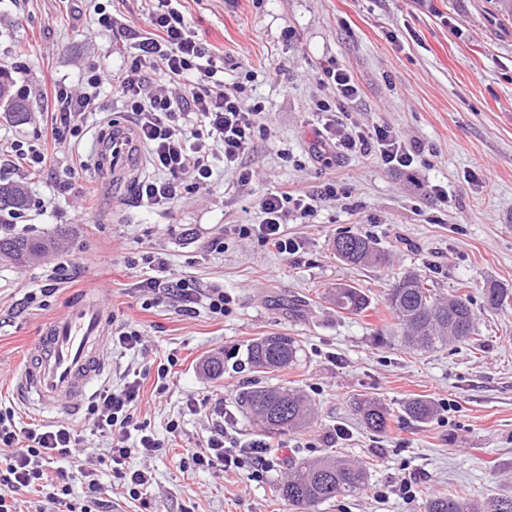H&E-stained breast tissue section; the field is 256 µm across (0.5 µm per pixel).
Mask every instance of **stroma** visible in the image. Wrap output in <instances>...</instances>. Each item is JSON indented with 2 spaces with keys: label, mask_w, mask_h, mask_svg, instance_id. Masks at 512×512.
Masks as SVG:
<instances>
[{
  "label": "stroma",
  "mask_w": 512,
  "mask_h": 512,
  "mask_svg": "<svg viewBox=\"0 0 512 512\" xmlns=\"http://www.w3.org/2000/svg\"><path fill=\"white\" fill-rule=\"evenodd\" d=\"M176 7L200 42L223 55L224 79L243 86L244 105L264 104L267 133L246 158L250 183L220 171L208 190L163 211L136 206L132 188L113 192L95 171L96 136L110 120H126L111 84L101 86L100 109L83 116L71 148L54 151L45 138L52 85L80 86L92 63L120 73L135 53L132 41L100 27L91 0H0V69L29 105L21 123L0 111V183L20 182L29 193L15 234L56 242L35 263L0 261V404L21 423L51 424L17 397L16 380L43 325L64 315L68 295L91 290L114 327L143 334L134 349L113 346L103 385L144 375L132 415L165 446L149 460L131 456L128 466L152 473L149 512H292L273 493L287 460L331 452L366 465L369 485L319 512H423L432 493L453 487L480 498L512 495V307L483 308L487 284L512 286V0H177ZM330 59L362 90L344 124L394 128L421 151L415 177L321 144L312 106L329 94L318 71ZM14 141L48 152L46 165L33 170L9 156ZM69 168L77 184L95 190L87 211L57 192ZM330 184L336 197L325 193ZM429 184L443 186L447 199L429 195ZM282 186L317 199L315 217L288 220L300 245L288 256L236 230L258 197ZM342 231L374 239L388 266L336 260L331 245ZM149 255L166 260L168 279L222 286L230 313L190 318L165 298L146 304L139 283L151 273ZM411 270L443 295L469 294L472 342L425 354L375 343L391 322L384 296L392 275ZM340 283L368 290L366 315L325 302ZM46 285L53 295L27 303ZM273 332L299 340V364L258 376L240 369L247 345ZM217 351L224 374L212 379L200 363ZM162 365L169 373L161 379ZM254 380L301 390L314 423L274 440V466L259 480L244 468L180 465L186 451L204 450L217 425L255 438L237 402ZM362 394L393 408L426 398L437 414L426 424L397 415L376 435L354 411Z\"/></svg>",
  "instance_id": "stroma-1"
}]
</instances>
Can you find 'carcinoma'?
<instances>
[{
	"instance_id": "obj_1",
	"label": "carcinoma",
	"mask_w": 512,
	"mask_h": 512,
	"mask_svg": "<svg viewBox=\"0 0 512 512\" xmlns=\"http://www.w3.org/2000/svg\"><path fill=\"white\" fill-rule=\"evenodd\" d=\"M0 105L16 123L26 120V100L12 92V80L0 71ZM28 194L19 184L0 185V210H22ZM54 247L50 239L5 236L0 238V259L16 264L31 263ZM332 250L336 258L352 266L380 265L386 254L369 236L343 232L336 236ZM333 305L355 316L371 308V298L363 288L341 284L329 292ZM392 322L391 335L378 336L387 345L399 339L409 347L430 351L450 343H464L476 334V313L468 295L446 297L430 287L429 280L416 271L397 277L386 294ZM512 302V289L492 284L485 289L484 305L499 310ZM301 345L293 336L269 334L251 341L246 348L245 364L260 373L278 372L297 364ZM238 402L250 415L265 416L258 428L269 435H286L308 426L314 419L311 401L288 387L253 385L238 396ZM355 410L367 429L375 434L387 432L393 417L380 399L358 398ZM405 415L426 423L436 415L435 405L415 398L402 405ZM369 483L366 467L349 458L325 455L315 459L288 461L287 477L276 484L277 496L290 506L313 512L318 506L338 497L363 491ZM424 512H512V496L497 495L485 501L470 498L464 489L440 492L429 497Z\"/></svg>"
}]
</instances>
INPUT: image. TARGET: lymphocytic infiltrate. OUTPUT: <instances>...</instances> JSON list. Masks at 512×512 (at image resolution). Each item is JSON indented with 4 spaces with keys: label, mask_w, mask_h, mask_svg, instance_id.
<instances>
[{
    "label": "lymphocytic infiltrate",
    "mask_w": 512,
    "mask_h": 512,
    "mask_svg": "<svg viewBox=\"0 0 512 512\" xmlns=\"http://www.w3.org/2000/svg\"><path fill=\"white\" fill-rule=\"evenodd\" d=\"M151 2L149 28L131 31L137 53L119 75L93 64L79 89L54 87L50 138L54 147H69L81 132V117L98 109V88L111 82L155 171L136 184V203L168 210L208 189L218 167L233 169L241 182H251L254 172L245 159L265 126L260 121L261 104L244 107L241 88L218 80L223 59L199 42L184 14L173 7V0ZM154 69L160 73V82L149 79ZM190 76L195 83L188 89L183 82ZM319 80L332 90L331 96L314 103L315 111L327 116L319 132L322 139L338 141L343 149L375 159L389 170L415 173L420 152L407 147L393 129L344 125L342 113L360 95L349 70L331 61L321 67ZM316 211L315 197L280 188L261 196L254 222L240 225L239 233L292 255L299 245L286 237L284 224L290 215L308 218ZM140 286L145 293L166 295L183 316L196 314L201 307L217 317L230 310L231 299L220 286L199 288L186 279L163 281L154 276L142 280ZM141 392V382L135 379L98 393L87 407L84 431L66 422L39 428L20 426L13 408L0 407V512H22V504L29 502L34 503L35 512H95L108 489L95 468H90L93 460L123 481L131 499H141L152 474L129 470L127 461L132 455L147 457L162 448L145 426L133 423L131 409ZM87 432L113 434L115 444L102 453L83 448ZM130 439L135 442L131 449L125 446ZM247 459L252 462L253 476L270 469L265 443L227 438L221 428L208 439L205 451L191 455L193 466L199 469L235 470ZM77 484L86 493L81 505L70 498Z\"/></svg>",
    "instance_id": "obj_1"
}]
</instances>
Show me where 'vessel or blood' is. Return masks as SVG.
I'll use <instances>...</instances> for the list:
<instances>
[{"label":"vessel or blood","mask_w":512,"mask_h":512,"mask_svg":"<svg viewBox=\"0 0 512 512\" xmlns=\"http://www.w3.org/2000/svg\"><path fill=\"white\" fill-rule=\"evenodd\" d=\"M95 163L115 189L141 174L144 155L133 126L116 123L94 142ZM111 315L92 293L74 299L64 316L50 321L35 341L17 384L31 408L75 413V400L87 395L112 364L107 329Z\"/></svg>","instance_id":"1"}]
</instances>
